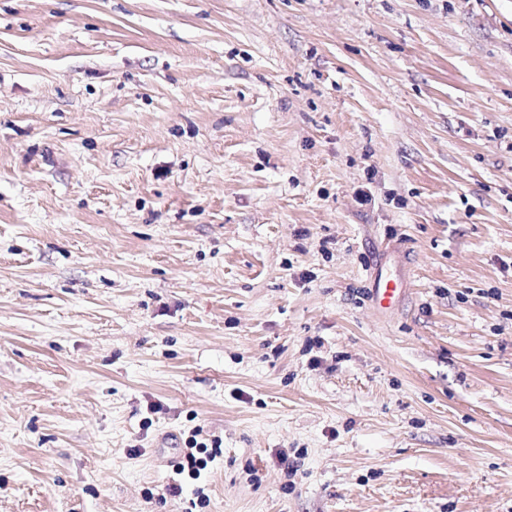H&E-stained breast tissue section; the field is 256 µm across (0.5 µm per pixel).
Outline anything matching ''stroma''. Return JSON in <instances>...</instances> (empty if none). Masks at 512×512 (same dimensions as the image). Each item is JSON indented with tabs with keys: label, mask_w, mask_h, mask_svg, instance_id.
<instances>
[{
	"label": "stroma",
	"mask_w": 512,
	"mask_h": 512,
	"mask_svg": "<svg viewBox=\"0 0 512 512\" xmlns=\"http://www.w3.org/2000/svg\"><path fill=\"white\" fill-rule=\"evenodd\" d=\"M0 512H512V0H0ZM403 294V282L397 278H387L378 272L373 280L372 300L379 309L393 308ZM214 448L212 446L211 452H208L207 445L203 443H198L195 440L189 441V448L187 452L184 453L182 460L177 463V474L183 475L185 472L187 476L193 480H197L200 478L202 471L207 468L208 461L213 457V454L216 456L218 453V448H220L219 442L215 441ZM195 450V452L193 451ZM196 454H205L204 457H199Z\"/></svg>",
	"instance_id": "stroma-1"
}]
</instances>
